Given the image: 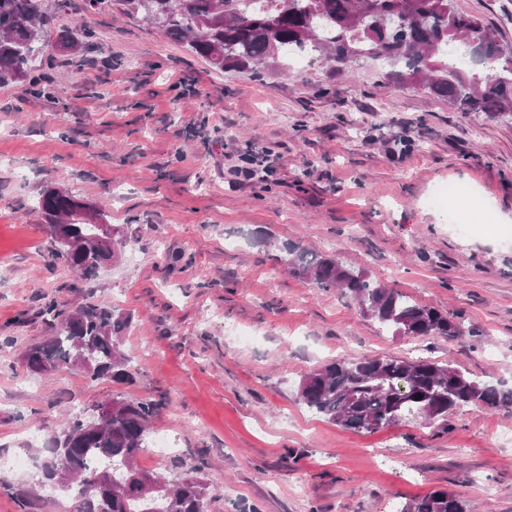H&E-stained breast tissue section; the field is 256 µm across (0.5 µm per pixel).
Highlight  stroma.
Returning <instances> with one entry per match:
<instances>
[{"mask_svg":"<svg viewBox=\"0 0 512 512\" xmlns=\"http://www.w3.org/2000/svg\"><path fill=\"white\" fill-rule=\"evenodd\" d=\"M512 48V0H454ZM56 28L87 25L79 52L50 48L43 95L0 87V512H68L40 465L67 418L154 401L145 469L209 487L208 512H405L437 489L469 512H512V408L405 415L344 429L297 397L348 357L451 364L512 388V121L399 89L367 62L354 76L289 59L255 78L219 72L142 15L44 0ZM245 152L274 173L247 184ZM471 195L460 232L430 199ZM55 187L103 209L125 242L82 278L56 255L35 205ZM347 268L460 321L466 336H407L335 288L288 271V249ZM106 303L130 317L131 385L64 368L27 371L57 327L49 306Z\"/></svg>","mask_w":512,"mask_h":512,"instance_id":"1","label":"stroma"}]
</instances>
